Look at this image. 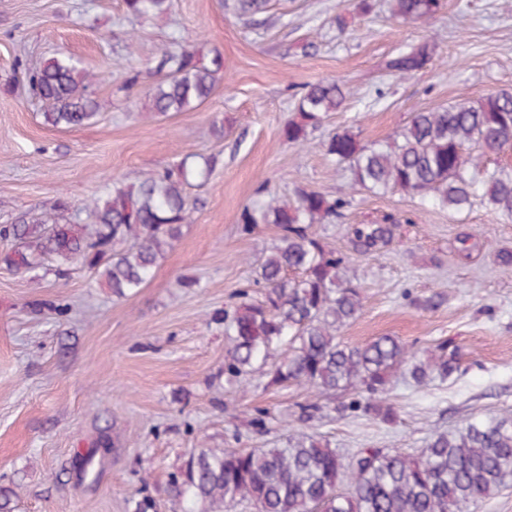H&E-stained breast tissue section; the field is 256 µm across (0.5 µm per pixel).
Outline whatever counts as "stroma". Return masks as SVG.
<instances>
[{
	"label": "stroma",
	"mask_w": 512,
	"mask_h": 512,
	"mask_svg": "<svg viewBox=\"0 0 512 512\" xmlns=\"http://www.w3.org/2000/svg\"><path fill=\"white\" fill-rule=\"evenodd\" d=\"M359 2L270 0L253 25L224 0H171L166 17L134 27L124 0H0V224L61 198L69 219L86 224L83 203L112 181L137 182L187 152L218 159L207 183L188 191L194 209L180 239L132 295L113 296L79 263L64 279L46 265L17 273L0 264V486L14 492L12 512H133L140 489L156 512H180L169 482L202 444L271 448L302 428L347 454L416 453L467 420L512 416V265L499 259L512 254V222L479 204L453 215L403 194L352 192L349 172L320 148L345 127L369 144L414 112L512 89V0H444L418 22L392 17L387 0H371L366 15ZM176 40L221 53L224 76L196 109L148 118L146 91ZM424 40L432 60L390 78L386 61ZM55 54L96 74L91 125L44 124L24 70ZM134 72L137 85L124 88ZM321 79L351 96L307 144L289 143L282 130L294 96ZM265 180L282 194L303 184L352 197L342 216L313 227L351 255L362 288L344 342L388 335L424 351L451 337L460 346L461 370L448 381L393 385V423L329 411L304 424L307 386L270 388L259 371L227 382L224 315L278 237L272 224L248 235L238 224ZM389 215L398 220L392 241L354 254L350 225ZM52 303L67 314L49 311ZM258 407L270 413L264 434L247 425Z\"/></svg>",
	"instance_id": "35a3bbf8"
}]
</instances>
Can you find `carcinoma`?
I'll return each instance as SVG.
<instances>
[{
  "mask_svg": "<svg viewBox=\"0 0 512 512\" xmlns=\"http://www.w3.org/2000/svg\"><path fill=\"white\" fill-rule=\"evenodd\" d=\"M135 24L166 14L171 0H124ZM269 0H224V7L252 23L267 11ZM392 14L403 20L433 17L442 0H391ZM423 42L391 57L389 74L414 75L431 60ZM163 76L148 88L150 115L166 117L195 109L224 76V58H208L193 46L164 51ZM45 107L44 123L74 128L91 124L97 104L90 87L96 75L70 57L54 56L25 72ZM350 96L334 81H318L296 94L295 117L283 129L284 138L304 145L331 112ZM329 161L345 167L352 188L370 195L401 193L460 214L475 203L512 221V166H488L484 158L512 150V90L490 94L476 105L454 104L413 113L409 123L389 141L362 143L349 128L321 143ZM217 158L186 153L169 166L145 173L136 183L116 181L88 200L84 209L91 224L63 220L65 199L54 211L21 216L0 225V239L14 246L0 254V263L29 271L44 262L54 264L57 277L67 276L75 262L92 269L97 278L125 297L153 276L158 260L173 247L188 223L186 189L206 182ZM259 201L240 214L242 231L258 224L279 229L276 242L255 268L248 290L236 293L240 304L224 316L227 349L224 375L238 382L266 364L274 350L280 360L264 372L266 386L306 384L318 400L300 406L299 420L323 416L327 400L348 393L337 413H373L383 422L395 417L386 403L393 376L407 369L424 384L442 381L460 370L461 350L443 340L422 360L394 336H378L364 344H349L338 333L363 308L361 288L348 274V256L311 232L314 224L340 214L351 204L320 190L297 186L284 199L261 182ZM353 224L356 251L389 244L393 225ZM512 484V417L474 419L435 434L413 455L396 448H359L350 455L331 447L315 433L297 431L276 448H209L191 451L172 476L171 493L181 512H236L248 505L254 512H470L478 500Z\"/></svg>",
  "mask_w": 512,
  "mask_h": 512,
  "instance_id": "cac0c4a2",
  "label": "carcinoma"
}]
</instances>
